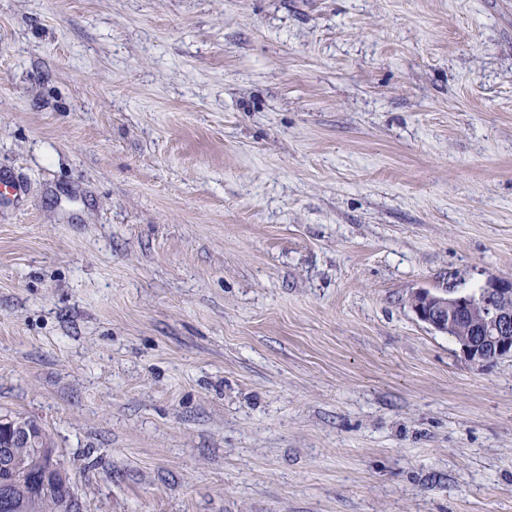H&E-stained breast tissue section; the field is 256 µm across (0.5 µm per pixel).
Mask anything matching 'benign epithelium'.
Returning a JSON list of instances; mask_svg holds the SVG:
<instances>
[{"mask_svg":"<svg viewBox=\"0 0 512 512\" xmlns=\"http://www.w3.org/2000/svg\"><path fill=\"white\" fill-rule=\"evenodd\" d=\"M411 307L416 317L437 333L448 335L459 345L465 359L479 366L512 358V278H491L477 297L448 296L421 290L414 294ZM482 308L479 325L461 326L463 313ZM9 444L24 442L40 449L43 479L63 472L59 453L47 430H33L9 417H0V433ZM69 512H84L81 496L71 477L63 478Z\"/></svg>","mask_w":512,"mask_h":512,"instance_id":"7a95c632","label":"benign epithelium"}]
</instances>
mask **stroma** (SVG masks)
I'll return each mask as SVG.
<instances>
[{
    "mask_svg": "<svg viewBox=\"0 0 512 512\" xmlns=\"http://www.w3.org/2000/svg\"><path fill=\"white\" fill-rule=\"evenodd\" d=\"M0 416L84 512H512V0H0ZM475 296L421 290L414 294L411 307L421 322L453 338L471 364L512 358V278H491ZM476 307L482 308L481 325L462 327L463 313Z\"/></svg>",
    "mask_w": 512,
    "mask_h": 512,
    "instance_id": "1",
    "label": "stroma"
}]
</instances>
